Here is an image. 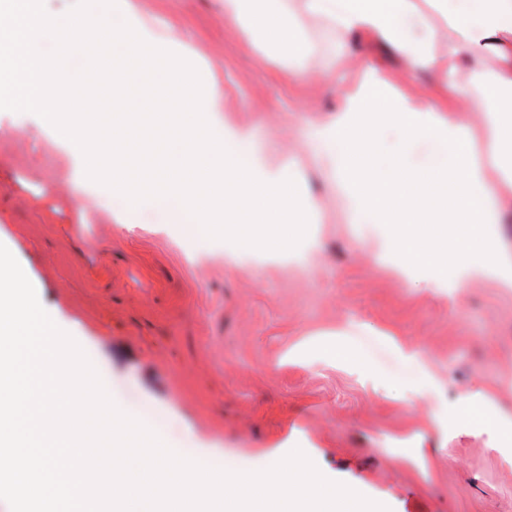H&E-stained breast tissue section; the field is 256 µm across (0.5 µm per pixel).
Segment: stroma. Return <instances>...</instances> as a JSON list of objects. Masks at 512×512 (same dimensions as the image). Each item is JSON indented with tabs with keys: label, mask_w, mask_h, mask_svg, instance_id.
<instances>
[{
	"label": "stroma",
	"mask_w": 512,
	"mask_h": 512,
	"mask_svg": "<svg viewBox=\"0 0 512 512\" xmlns=\"http://www.w3.org/2000/svg\"><path fill=\"white\" fill-rule=\"evenodd\" d=\"M128 3L223 93L222 120L248 128L268 162L319 200L308 228L319 250L302 262L225 256L223 244L185 236L164 205L131 211L79 179L37 115L0 110V240L116 405L209 466L259 469L298 447L391 512H512V288L458 269L432 288L375 258L372 233L348 222L332 177L304 151L340 104L335 85L308 82L302 61L272 51L249 19L225 20L222 0ZM306 37L344 84L359 76L356 58L393 92L448 101L439 82H410L364 37L343 42L326 25ZM345 326L360 329L350 339L360 367L284 361ZM401 345L422 351L425 370ZM475 392L497 426L468 416Z\"/></svg>",
	"instance_id": "stroma-1"
}]
</instances>
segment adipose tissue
Here are the masks:
<instances>
[{"instance_id":"adipose-tissue-1","label":"adipose tissue","mask_w":512,"mask_h":512,"mask_svg":"<svg viewBox=\"0 0 512 512\" xmlns=\"http://www.w3.org/2000/svg\"><path fill=\"white\" fill-rule=\"evenodd\" d=\"M266 0H224V17L252 13L278 48L295 57L307 46L287 17ZM441 24L424 18L415 0H301L313 22H327L340 40L361 35L402 56L410 78L449 76L448 98L465 96L469 61L493 53L499 67L475 106L478 126L461 123L439 102L388 93L383 75L366 67L341 92L334 117L311 129L307 148L334 178L352 223L371 226L380 255L407 278L436 285L458 266L499 272L504 262L485 234L512 204V113L498 100L512 90V0H429ZM454 48L435 49L443 29Z\"/></svg>"}]
</instances>
